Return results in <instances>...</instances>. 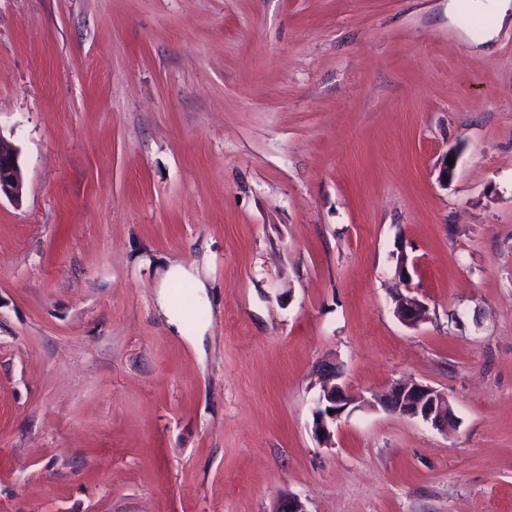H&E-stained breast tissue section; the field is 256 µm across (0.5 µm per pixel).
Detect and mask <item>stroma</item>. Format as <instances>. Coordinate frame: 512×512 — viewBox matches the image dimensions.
<instances>
[{
    "label": "stroma",
    "mask_w": 512,
    "mask_h": 512,
    "mask_svg": "<svg viewBox=\"0 0 512 512\" xmlns=\"http://www.w3.org/2000/svg\"><path fill=\"white\" fill-rule=\"evenodd\" d=\"M484 35L472 0H0V512H512V28ZM174 263L206 284L176 326ZM327 358L356 402L323 443ZM399 380L447 433L367 406ZM23 191V175L17 149L0 135V200L2 196L19 201ZM396 315L407 325L415 326L425 320L428 307L416 296L398 295Z\"/></svg>",
    "instance_id": "obj_1"
}]
</instances>
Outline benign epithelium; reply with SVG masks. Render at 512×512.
Segmentation results:
<instances>
[{
  "label": "benign epithelium",
  "mask_w": 512,
  "mask_h": 512,
  "mask_svg": "<svg viewBox=\"0 0 512 512\" xmlns=\"http://www.w3.org/2000/svg\"><path fill=\"white\" fill-rule=\"evenodd\" d=\"M23 175L17 149L0 136V197L17 201L22 197ZM427 305L416 296L398 295L396 315L411 326L425 320ZM323 385L315 399L314 431L320 441H331V428L353 404V398L340 382L343 372L333 359L319 365ZM370 406L387 412L420 420L443 432L448 429L453 413L448 396L436 388L422 383L394 382L372 394Z\"/></svg>",
  "instance_id": "7a95c632"
}]
</instances>
